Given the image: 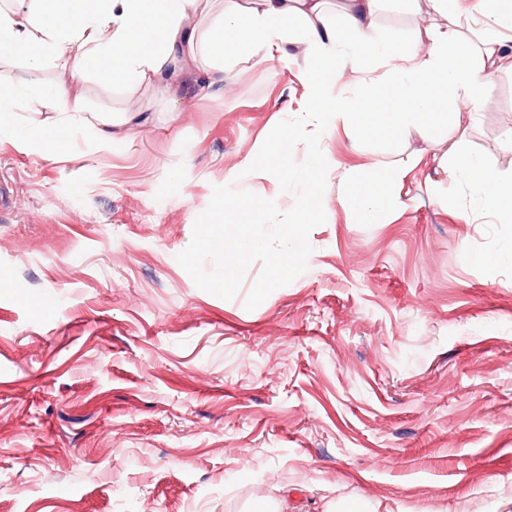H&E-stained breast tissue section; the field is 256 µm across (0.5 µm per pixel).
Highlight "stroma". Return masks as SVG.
Returning a JSON list of instances; mask_svg holds the SVG:
<instances>
[{"instance_id":"stroma-1","label":"stroma","mask_w":512,"mask_h":512,"mask_svg":"<svg viewBox=\"0 0 512 512\" xmlns=\"http://www.w3.org/2000/svg\"><path fill=\"white\" fill-rule=\"evenodd\" d=\"M426 0H380L379 31L432 22ZM289 62L232 69L176 94L81 81L111 145L52 124L19 98L0 131V512H250L287 486L297 512H512V224L458 171L442 126L382 140L322 135L341 168L409 167L378 223L338 204L306 272L256 309L199 289L177 261L214 186L288 210L275 177L248 173L280 121L299 116ZM454 131L461 153L512 176V72Z\"/></svg>"}]
</instances>
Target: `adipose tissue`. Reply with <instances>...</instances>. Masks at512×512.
<instances>
[{"label": "adipose tissue", "mask_w": 512, "mask_h": 512, "mask_svg": "<svg viewBox=\"0 0 512 512\" xmlns=\"http://www.w3.org/2000/svg\"><path fill=\"white\" fill-rule=\"evenodd\" d=\"M325 2L257 0L246 9L239 0H225L222 20L202 40L192 20L207 0H14L10 9L0 8V60H21L30 71L56 62L70 70L74 83L35 85L0 71V127L10 123L18 95L25 94L63 103L53 131L89 125L100 143H111L112 121L85 117L76 82L93 76L168 88L190 68L199 41L214 64L211 85L223 81L227 67L282 59L288 42L300 43L313 62L305 106L311 124L392 137L439 121L459 127L488 102L490 75L512 69V0H485L488 14L511 33L494 34L478 46L453 0H427L438 22L396 39L382 36L374 24L378 0H350L336 20ZM349 71L357 75L353 90L337 92ZM446 153L494 219L511 224L512 178L494 177L479 159L460 154L457 143H448ZM407 176L400 166L346 170L338 203L360 222L375 223L382 198Z\"/></svg>", "instance_id": "adipose-tissue-1"}]
</instances>
